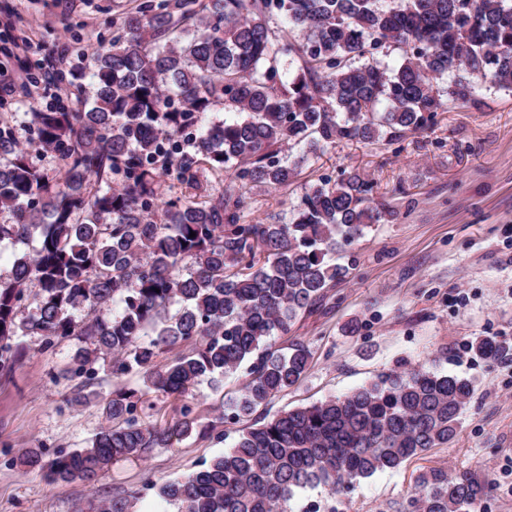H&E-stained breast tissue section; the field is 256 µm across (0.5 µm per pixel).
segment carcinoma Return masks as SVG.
Wrapping results in <instances>:
<instances>
[{
	"label": "carcinoma",
	"instance_id": "cac0c4a2",
	"mask_svg": "<svg viewBox=\"0 0 512 512\" xmlns=\"http://www.w3.org/2000/svg\"><path fill=\"white\" fill-rule=\"evenodd\" d=\"M275 14L287 23L280 35L269 27ZM114 27L87 55L90 107L34 110L29 149L0 125V213L12 216L0 242L35 243L0 275V373L21 356L16 336H83L74 373L108 359L117 378L143 374L142 392H112L106 425L86 447L47 462L32 448L19 456L52 480L89 484L191 435L186 399L203 380L247 366L241 396L220 417L235 425L308 370L307 343L277 353L269 340L323 306L348 274L331 255L383 212L356 169L310 186L284 224L242 222L253 189L287 185L328 146L421 130L485 84L512 93V0H140ZM395 50L391 67L384 58ZM363 57L373 63L354 65ZM220 110L236 117L205 122ZM48 151L62 161L52 177L31 157ZM226 175L212 196L208 177ZM181 343L188 353L158 364ZM471 349L512 357V344L492 337ZM152 391L183 400L180 418L145 423L142 396ZM472 394L467 379L399 366L254 421L160 495L181 512H288L299 490L342 494L452 441ZM489 489L471 471L430 468L404 509L471 512ZM96 510L134 504L115 497Z\"/></svg>",
	"mask_w": 512,
	"mask_h": 512
}]
</instances>
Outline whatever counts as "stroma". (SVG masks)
Listing matches in <instances>:
<instances>
[{
	"label": "stroma",
	"mask_w": 512,
	"mask_h": 512,
	"mask_svg": "<svg viewBox=\"0 0 512 512\" xmlns=\"http://www.w3.org/2000/svg\"><path fill=\"white\" fill-rule=\"evenodd\" d=\"M131 0H0V74L13 90L0 93V118L28 142V114L43 107L30 95L33 66L55 59L66 73L84 68L83 53L111 39L112 22ZM475 107L436 113L428 126L402 139L347 142L320 151L295 180L272 191L253 190L243 220H287L310 185L356 169L372 183L382 223L335 255L348 266L319 310L299 317L273 348L308 343L311 366L292 389L259 409L273 417L290 408L344 395L404 361L470 380L475 388L449 444L411 458L395 472L360 480L349 494L298 491L291 512H401L417 476L432 467L475 470L491 487L475 512H512V359L490 362L470 348L490 336L512 343V93L484 88ZM358 320L350 336L345 326ZM23 355L0 375V512H92L113 496H134L135 512H177L164 501V483L199 469L230 448L236 426L218 428L237 399L244 371L217 384L202 382L191 401L199 432L156 448L139 462H120L93 485L51 481L17 459L28 448L44 460L84 447L104 425L113 390H142L134 371L114 378L97 361L91 378L68 372L82 341L44 344L17 339Z\"/></svg>",
	"instance_id": "obj_1"
}]
</instances>
